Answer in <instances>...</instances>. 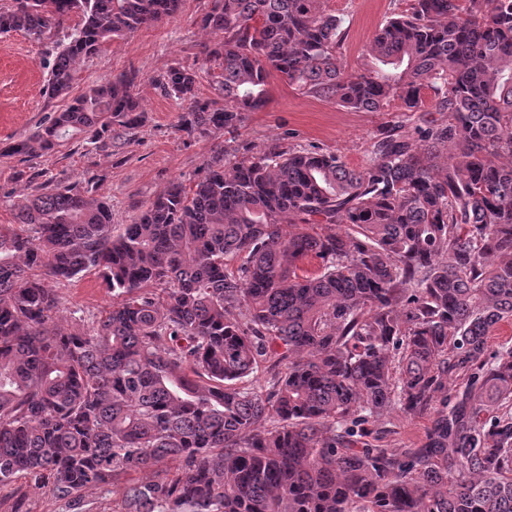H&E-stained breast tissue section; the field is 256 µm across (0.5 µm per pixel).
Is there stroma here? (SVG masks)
<instances>
[{"mask_svg": "<svg viewBox=\"0 0 512 512\" xmlns=\"http://www.w3.org/2000/svg\"><path fill=\"white\" fill-rule=\"evenodd\" d=\"M325 6L344 20L342 57L357 71L375 31L387 17L405 10L407 0H326ZM205 7L206 0H182L174 16L108 41L98 55L80 66L68 97L54 100L43 95L45 44L22 32L0 35V142L29 135L63 109L68 98L124 71L138 72L137 92L145 111V121L135 134L115 132L111 151L72 139L56 152L24 162L0 161V224L14 223L13 201L26 194L28 178L36 172L61 184L96 177L99 195L112 205L113 223L127 224L141 205L171 182L190 185L203 176L207 161L220 146L255 153L278 141L287 147L335 152L354 168L367 163L368 142L387 121V114L355 112L303 96L277 77L270 81L266 109L247 113L238 131L207 139L179 131L181 107L163 96L152 78L177 64L201 66V45L208 36L196 20ZM58 293L63 302L60 317L72 327L92 324L112 303L111 294L93 273L60 286ZM430 424V418L411 419L396 410L384 424L374 426L365 441L373 447L417 448L424 443Z\"/></svg>", "mask_w": 512, "mask_h": 512, "instance_id": "obj_1", "label": "stroma"}]
</instances>
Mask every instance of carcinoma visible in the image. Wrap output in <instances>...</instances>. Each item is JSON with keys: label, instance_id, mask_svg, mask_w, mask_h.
Here are the masks:
<instances>
[{"label": "carcinoma", "instance_id": "1", "mask_svg": "<svg viewBox=\"0 0 512 512\" xmlns=\"http://www.w3.org/2000/svg\"><path fill=\"white\" fill-rule=\"evenodd\" d=\"M181 2L0 0V35L50 41L54 99L105 43ZM323 2L208 0L201 55L222 101L198 97L190 67L153 83L195 138L264 110L277 76L408 113L371 137L366 166L221 147L129 224H112L93 176L15 205L32 234L0 224L1 494L24 479L74 509L99 488L121 512H512V417L478 422L512 403V351L487 344L512 321V0H409L360 71ZM136 79L90 88L0 157L78 137L111 149L112 126L142 124ZM90 271L116 300L67 328L57 287ZM261 369L264 393L246 385ZM452 381L461 397L421 447H357L395 409L447 404Z\"/></svg>", "mask_w": 512, "mask_h": 512}]
</instances>
